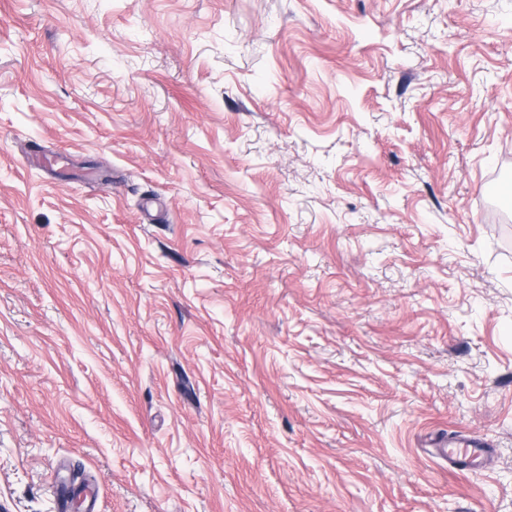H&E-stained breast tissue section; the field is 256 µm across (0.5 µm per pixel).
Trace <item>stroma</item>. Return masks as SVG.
<instances>
[{
	"mask_svg": "<svg viewBox=\"0 0 512 512\" xmlns=\"http://www.w3.org/2000/svg\"><path fill=\"white\" fill-rule=\"evenodd\" d=\"M497 181L512 0H0V512H512ZM486 437L477 433L448 434V448H464L459 454H448L449 464L458 471H467L488 459L493 448ZM59 506L63 512H67L75 501L82 504L84 512H96V504L93 493L87 485L69 483L63 484L57 489Z\"/></svg>",
	"mask_w": 512,
	"mask_h": 512,
	"instance_id": "35a3bbf8",
	"label": "stroma"
}]
</instances>
